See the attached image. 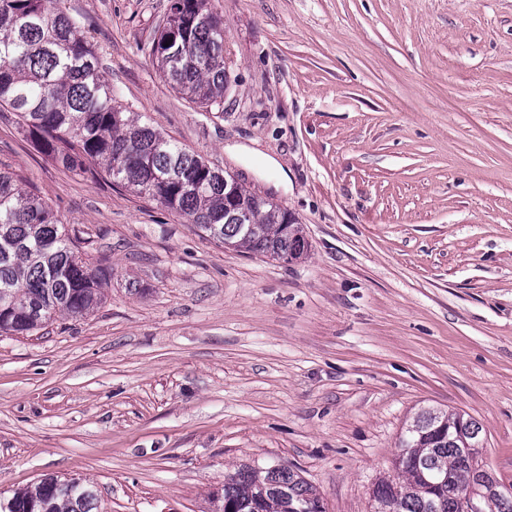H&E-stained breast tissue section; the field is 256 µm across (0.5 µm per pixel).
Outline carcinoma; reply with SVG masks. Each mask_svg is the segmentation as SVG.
Wrapping results in <instances>:
<instances>
[{
    "label": "carcinoma",
    "mask_w": 512,
    "mask_h": 512,
    "mask_svg": "<svg viewBox=\"0 0 512 512\" xmlns=\"http://www.w3.org/2000/svg\"><path fill=\"white\" fill-rule=\"evenodd\" d=\"M152 45L173 89L201 105L224 102V22L207 0H168ZM13 113L39 149L81 174L101 165L133 193L195 224L213 240L280 260L308 250L287 209L260 205L224 172L180 147L112 95L77 22L58 0H0V112ZM251 208L252 229L225 218L226 199ZM108 269L93 267L38 195L0 167V333L24 335L56 316L81 318L101 303ZM479 424L424 408L399 438L396 478L375 483L380 512H463L459 492L504 484L482 457ZM92 487L54 476L0 502V512H92ZM220 512H324L320 493L287 467L243 465L224 478Z\"/></svg>",
    "instance_id": "cac0c4a2"
}]
</instances>
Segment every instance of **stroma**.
<instances>
[{
    "label": "stroma",
    "instance_id": "1",
    "mask_svg": "<svg viewBox=\"0 0 512 512\" xmlns=\"http://www.w3.org/2000/svg\"><path fill=\"white\" fill-rule=\"evenodd\" d=\"M118 102L309 243L227 249L0 117V166L112 270L90 315L0 335V499L49 475L94 512H215L240 465L374 512L405 423L462 412L512 484V0H210L221 105L151 53L168 0H60Z\"/></svg>",
    "mask_w": 512,
    "mask_h": 512
}]
</instances>
